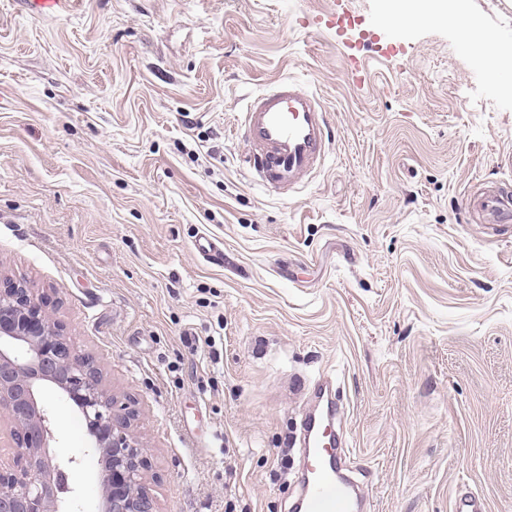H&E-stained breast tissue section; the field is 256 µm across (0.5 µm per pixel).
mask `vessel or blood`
<instances>
[{"label":"vessel or blood","instance_id":"obj_1","mask_svg":"<svg viewBox=\"0 0 512 512\" xmlns=\"http://www.w3.org/2000/svg\"><path fill=\"white\" fill-rule=\"evenodd\" d=\"M240 130L248 147L245 161L267 188L296 187L329 154V114L315 93L302 90L291 77L246 97ZM468 214L480 224L512 222V189L496 182L475 184L468 196ZM336 414V405L330 401L304 423V491L296 512H359L353 485L342 474Z\"/></svg>","mask_w":512,"mask_h":512}]
</instances>
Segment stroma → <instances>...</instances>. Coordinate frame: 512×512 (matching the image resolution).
I'll use <instances>...</instances> for the list:
<instances>
[{
    "label": "stroma",
    "instance_id": "stroma-1",
    "mask_svg": "<svg viewBox=\"0 0 512 512\" xmlns=\"http://www.w3.org/2000/svg\"><path fill=\"white\" fill-rule=\"evenodd\" d=\"M338 0H0V273L53 302L79 353L133 402L157 512H290L308 390L332 377L367 512H512V223L470 222L512 181V0L461 22L390 26L396 54L348 48ZM329 113L332 150L298 191L262 188L236 117L283 76ZM224 244L214 264L200 236ZM55 451L101 465L48 394ZM468 214L479 224H508L512 221V191L496 182L475 184L468 196Z\"/></svg>",
    "mask_w": 512,
    "mask_h": 512
}]
</instances>
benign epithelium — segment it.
Here are the masks:
<instances>
[{"label": "benign epithelium", "mask_w": 512, "mask_h": 512, "mask_svg": "<svg viewBox=\"0 0 512 512\" xmlns=\"http://www.w3.org/2000/svg\"><path fill=\"white\" fill-rule=\"evenodd\" d=\"M56 391L82 413L102 470L105 512H155L144 480V449L131 433L140 416L116 405L98 360L80 354L29 284L0 278V421L12 426L15 460L0 465V512H71L66 471L76 460L52 452L54 434L41 401Z\"/></svg>", "instance_id": "obj_1"}]
</instances>
